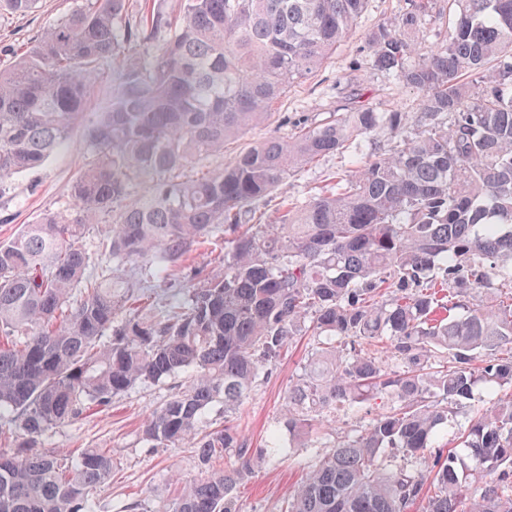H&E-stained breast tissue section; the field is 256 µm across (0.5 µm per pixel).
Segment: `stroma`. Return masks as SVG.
Returning a JSON list of instances; mask_svg holds the SVG:
<instances>
[{"label":"stroma","instance_id":"1","mask_svg":"<svg viewBox=\"0 0 512 512\" xmlns=\"http://www.w3.org/2000/svg\"><path fill=\"white\" fill-rule=\"evenodd\" d=\"M407 0H367L353 34L337 46L306 78L282 95L271 118L231 144L224 155L196 161L199 169L217 170L230 163L237 152L271 136H286L296 124L318 121L332 112H350L359 106L379 112H415L419 95L389 74L363 69L357 62L367 53L366 36L377 25L393 21ZM76 0H40L38 9L25 16L0 18V50L33 45L44 29L71 10ZM156 44L122 45L114 60L104 64L93 85L85 114L75 123L68 144L40 168L9 179L0 194V240L18 232L48 211L73 208L71 187L95 149L88 128L108 110L125 66L142 61ZM396 138L388 126L376 128L368 138L347 143L343 152L319 159L298 169L267 197L254 205L257 222H267L284 200L304 203L331 186L334 176L345 173L354 158L370 149L385 152ZM224 264V233L216 231L196 242L176 269L180 283L193 282L205 270ZM311 355L309 337H295L289 350L271 373L256 382L234 420L250 447H267L272 433L281 431L288 388ZM188 374L157 382H143L113 397L109 406L87 410L68 424L50 429L41 447L76 455L83 448H98L112 457V480L95 493L99 512H166L185 482L199 478L201 469L190 447L155 448L142 437L147 417L189 384ZM390 401L376 400L356 412L331 414L325 444L360 433L378 414L389 411ZM306 448H280L278 454L255 469L237 492L240 512H275L300 481Z\"/></svg>","mask_w":512,"mask_h":512}]
</instances>
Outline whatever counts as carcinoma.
<instances>
[{"label":"carcinoma","mask_w":512,"mask_h":512,"mask_svg":"<svg viewBox=\"0 0 512 512\" xmlns=\"http://www.w3.org/2000/svg\"><path fill=\"white\" fill-rule=\"evenodd\" d=\"M367 0H183L170 18L128 0H82L32 50L0 66V194L69 138L100 66L125 43L169 33L123 73L118 95L89 130L95 158L72 186L75 210L48 211L0 240V512H95L112 458L86 448L73 460L37 447L88 405L187 369L188 387L154 411L143 435L159 448L189 442L203 476L167 512H240L237 488L263 452L230 418L296 336L314 352L288 387V447L309 448L336 409L387 396L391 411L319 454L279 512H512V398L459 424L476 492L456 454L426 453L458 424L479 384L512 386V296L467 307L472 291L512 285V0H453L439 46L424 51L430 0H409L366 38L368 67L420 95L418 112L358 107L272 137L219 170L181 171L271 115L293 83L347 39ZM39 0H0V16ZM386 124L388 153L353 161L336 190L285 203L273 224L252 204L307 162ZM150 190L134 196V182ZM112 215L88 276L86 229ZM224 267L178 290L151 322L127 306L126 261L167 280L197 240L218 227ZM464 308L466 314L456 310ZM390 340L397 367L345 346ZM484 358L476 369L473 362ZM224 403V425L200 429ZM422 461L388 469V454Z\"/></svg>","instance_id":"obj_1"}]
</instances>
